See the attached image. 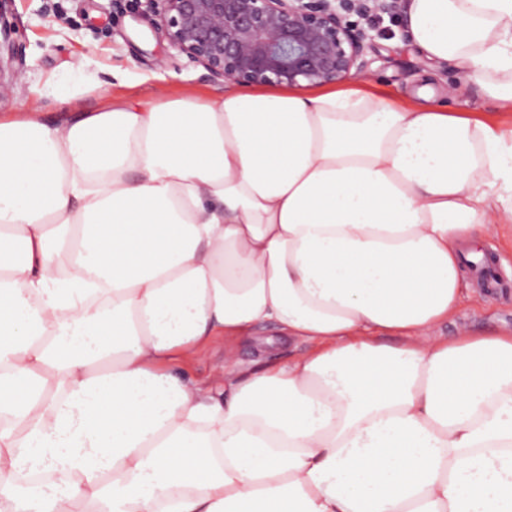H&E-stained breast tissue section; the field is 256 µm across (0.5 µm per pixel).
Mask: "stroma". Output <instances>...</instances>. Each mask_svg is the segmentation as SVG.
Instances as JSON below:
<instances>
[{
    "label": "stroma",
    "instance_id": "1",
    "mask_svg": "<svg viewBox=\"0 0 512 512\" xmlns=\"http://www.w3.org/2000/svg\"><path fill=\"white\" fill-rule=\"evenodd\" d=\"M120 7V0H12L19 59L10 81L21 93L0 97V115L36 112L53 118L60 110L55 97L62 92L75 94L81 111L96 110L109 98L165 100L189 92L210 100L223 96V85L209 81L201 66L171 48L145 20L120 16ZM391 27L386 20L372 32V64L362 76L371 88L413 97L426 87L449 110L492 111L491 101L466 83L459 69L432 67L405 41L390 36ZM463 330L511 334L512 285L474 289L438 333L453 337ZM258 337L279 338L269 354L274 362H287L310 348L309 343L280 336L274 327H258L247 336L216 339L183 359L176 371L207 382L213 363L229 351L244 366H252Z\"/></svg>",
    "mask_w": 512,
    "mask_h": 512
}]
</instances>
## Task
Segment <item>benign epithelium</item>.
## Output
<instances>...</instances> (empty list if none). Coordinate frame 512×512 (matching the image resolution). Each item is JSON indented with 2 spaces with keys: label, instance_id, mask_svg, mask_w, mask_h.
Masks as SVG:
<instances>
[{
  "label": "benign epithelium",
  "instance_id": "1",
  "mask_svg": "<svg viewBox=\"0 0 512 512\" xmlns=\"http://www.w3.org/2000/svg\"><path fill=\"white\" fill-rule=\"evenodd\" d=\"M0 0V73L18 56ZM140 14L213 82L315 87L366 72L370 36L350 15L389 11L386 0H141Z\"/></svg>",
  "mask_w": 512,
  "mask_h": 512
}]
</instances>
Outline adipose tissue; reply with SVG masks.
<instances>
[{"label":"adipose tissue","mask_w":512,"mask_h":512,"mask_svg":"<svg viewBox=\"0 0 512 512\" xmlns=\"http://www.w3.org/2000/svg\"><path fill=\"white\" fill-rule=\"evenodd\" d=\"M403 26L512 112V0ZM58 102L0 117V512H512V336L434 333L512 130L362 81ZM261 325L316 348L170 373Z\"/></svg>","instance_id":"adipose-tissue-1"}]
</instances>
